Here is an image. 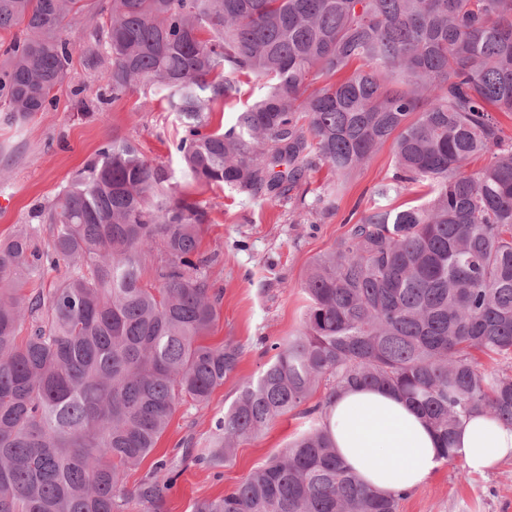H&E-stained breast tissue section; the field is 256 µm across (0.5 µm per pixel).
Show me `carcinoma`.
I'll return each mask as SVG.
<instances>
[{
	"label": "carcinoma",
	"instance_id": "cac0c4a2",
	"mask_svg": "<svg viewBox=\"0 0 512 512\" xmlns=\"http://www.w3.org/2000/svg\"><path fill=\"white\" fill-rule=\"evenodd\" d=\"M87 0H0V122L53 103ZM104 104L149 86L180 118L176 149L201 188L286 198L322 219L342 185L392 141L395 182H428L421 204L376 206L318 258L301 328L270 345L215 422L204 461L296 410L313 425L194 512H397L336 456L324 407L349 388H386L429 419L442 449L476 411L512 424V0H107L90 17ZM253 73L270 90L223 131L215 108ZM482 154L492 162L467 171ZM334 181L302 188L319 164ZM134 137L114 136L35 208L38 225L0 240V512H167V482L133 492L127 471L182 404L205 405L243 347L205 343L222 292L199 251L207 202L164 186ZM51 239L34 244L40 225ZM160 250L161 287L144 280ZM65 266L45 295H21ZM30 321L27 335L21 325ZM323 397L312 398L318 390Z\"/></svg>",
	"mask_w": 512,
	"mask_h": 512
}]
</instances>
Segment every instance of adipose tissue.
I'll return each instance as SVG.
<instances>
[{
  "mask_svg": "<svg viewBox=\"0 0 512 512\" xmlns=\"http://www.w3.org/2000/svg\"><path fill=\"white\" fill-rule=\"evenodd\" d=\"M325 422L346 467L381 493L409 492L446 460L482 473L512 459V425L479 413L459 427L449 457L413 405L393 392L353 388L333 398Z\"/></svg>",
  "mask_w": 512,
  "mask_h": 512,
  "instance_id": "obj_1",
  "label": "adipose tissue"
}]
</instances>
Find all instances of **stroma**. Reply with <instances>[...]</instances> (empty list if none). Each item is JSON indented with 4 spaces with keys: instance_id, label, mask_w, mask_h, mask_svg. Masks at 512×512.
Instances as JSON below:
<instances>
[{
    "instance_id": "1",
    "label": "stroma",
    "mask_w": 512,
    "mask_h": 512,
    "mask_svg": "<svg viewBox=\"0 0 512 512\" xmlns=\"http://www.w3.org/2000/svg\"><path fill=\"white\" fill-rule=\"evenodd\" d=\"M100 73L78 47L48 111L19 125L0 124V239L32 223L35 205L53 199L115 135L134 136L145 158L164 168L171 182L208 202L211 222L202 229L201 250L214 261L205 274L224 291L209 341H232L244 352L236 371L204 407L177 408L155 450L125 479L127 489H134L155 473L159 462H166L172 477L168 512H193L198 501L232 490L312 423L311 417L290 412L240 442L233 458L220 466L197 462L212 448L214 424L235 399L239 384L256 379L268 362L267 347L300 328L307 304L301 285L313 261L374 206L415 205L424 187L410 183L386 199L375 196V186L394 173L393 148L387 144L348 180L337 211L315 224L301 219L283 198L253 199L224 187L200 189L182 170L175 150L180 121L160 94L138 90L101 114L79 108V100H94ZM398 512H512V459L482 474L458 462L443 466L400 501Z\"/></svg>"
}]
</instances>
